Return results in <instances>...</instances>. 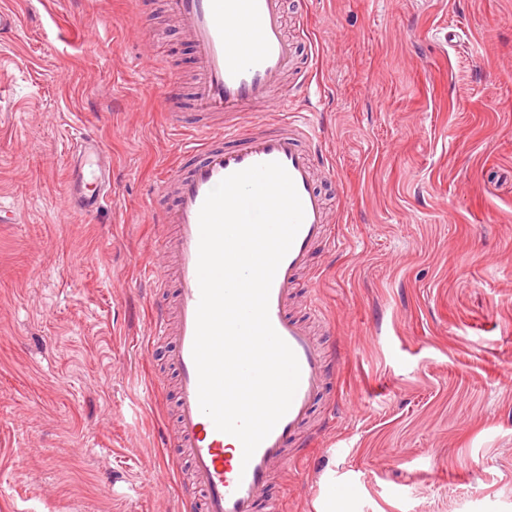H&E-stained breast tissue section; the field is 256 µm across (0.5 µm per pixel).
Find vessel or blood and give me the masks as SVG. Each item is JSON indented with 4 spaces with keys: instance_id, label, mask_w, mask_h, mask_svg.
<instances>
[{
    "instance_id": "vessel-or-blood-1",
    "label": "vessel or blood",
    "mask_w": 512,
    "mask_h": 512,
    "mask_svg": "<svg viewBox=\"0 0 512 512\" xmlns=\"http://www.w3.org/2000/svg\"><path fill=\"white\" fill-rule=\"evenodd\" d=\"M284 5L285 0H169L195 47L198 70L191 99L170 117L179 121L188 110L197 121L190 126L191 138L177 145L178 156L188 161L189 168L171 182L173 204L160 217L172 227L162 243L172 267L148 265L143 272L153 283L164 284L170 277L176 284L175 316L158 313L152 335L174 338L169 356L176 373L174 445L191 468L196 512H281L278 499L265 497V488L275 471L287 470L300 458L293 444L328 379L325 350L290 311L316 248L329 240L331 218L327 198L317 186L314 115L293 111L286 88L296 45L285 29ZM243 112H274L278 119L272 126L262 121L243 125L238 121ZM267 162L284 166L304 209L301 228L278 267L269 296L271 323L295 352L301 374L290 409L247 460L240 441L218 431L199 405L192 355L200 300L199 213L221 180ZM111 188L102 144L93 136H83L68 165L69 207L94 214Z\"/></svg>"
}]
</instances>
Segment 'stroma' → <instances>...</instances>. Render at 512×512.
Instances as JSON below:
<instances>
[{
  "label": "stroma",
  "mask_w": 512,
  "mask_h": 512,
  "mask_svg": "<svg viewBox=\"0 0 512 512\" xmlns=\"http://www.w3.org/2000/svg\"><path fill=\"white\" fill-rule=\"evenodd\" d=\"M0 512H185L172 445L174 283L162 260L194 45L164 0H0ZM317 108L331 244L292 311L329 380L283 512H512V0H287ZM112 157L97 214L67 209L79 136ZM25 449L16 465V449ZM343 482V498L327 490Z\"/></svg>",
  "instance_id": "35a3bbf8"
}]
</instances>
